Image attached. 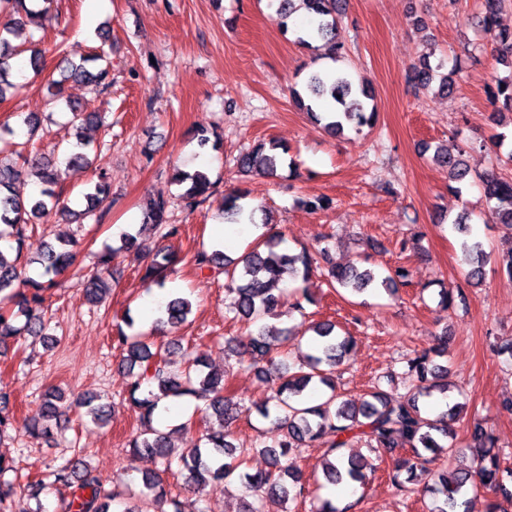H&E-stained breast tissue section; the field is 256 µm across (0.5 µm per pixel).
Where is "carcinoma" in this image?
Returning a JSON list of instances; mask_svg holds the SVG:
<instances>
[{
    "mask_svg": "<svg viewBox=\"0 0 512 512\" xmlns=\"http://www.w3.org/2000/svg\"><path fill=\"white\" fill-rule=\"evenodd\" d=\"M57 0H43V7L33 10L26 0H0V14L10 17L11 23L0 27V99L4 88L15 87L9 80L13 60L22 54L11 43L10 37L20 27L33 24L39 28ZM308 10L309 29L306 33L296 31L298 44L310 48L314 41L330 43L333 58L343 55V45L336 41L339 0H300ZM482 23L494 52L499 60L512 67V27L499 24V13L506 0H483ZM53 53L60 57L59 77L49 74L43 79L49 101L72 114L71 123L78 129L98 126L97 112H83L66 95V84L80 82L103 93L112 84L108 66H93L101 56L92 55L76 63L65 56V48L59 43ZM454 72L440 73V67L432 66L424 57L413 67L417 83L428 88L437 85L441 93L448 94L454 85ZM293 102L322 126L325 133L338 137L349 126L356 130L373 126L376 112L369 107L373 100L371 86L366 81L355 82L345 70L315 71L310 74L301 90H291ZM490 99L497 109L512 113V76L497 81L490 91ZM91 141L76 133L66 158L69 164L88 163ZM19 161L7 164L0 160V241L9 242L15 251L9 259L0 249V349L8 348L9 342H17L23 336L47 338L48 324L52 319L45 293L55 287V277L73 267L76 262V242L63 236L55 244L47 243L35 263L41 266V278L26 274L20 260L26 241L35 233L37 221L51 215L67 223L91 217L111 195L110 185L104 175L84 193L86 207L75 210L68 204L61 185V173L57 158L51 154L30 150L17 152ZM433 158L448 167L449 178L460 181L468 175L462 155L452 156L446 151H434ZM235 166L245 175L274 177L280 164L276 146L269 148L259 144L240 152L234 158ZM34 170L43 185L40 194L23 199L15 194V184L26 169ZM482 184L488 207V219L496 224L512 228V180L494 171L476 174ZM174 180L185 186L182 197L189 201L208 192L211 182L201 171L190 173L178 169ZM249 192H236L224 196L222 213L226 224L255 223L257 207L248 201ZM170 201L163 197L149 199L147 217L151 226L163 231V236L174 237L179 233L176 224L169 223ZM455 232L471 237V242H462L461 248L469 258L470 270L466 283L479 284L484 279V264L487 253L483 244L472 238L470 216L462 214L452 222ZM282 235L270 234L228 267L224 251L202 250L193 256L196 269L224 270V288L229 303L227 314L241 318L251 324L261 322L249 338L246 350L250 357L249 368L262 374L264 382L270 384V394L259 407L264 417H274L281 433L269 444L255 442L244 446L237 442L232 429L248 411L245 405L232 402L229 376L221 370H205V353L194 351L176 365L169 359L174 340L160 344L153 336L133 331L134 322L126 316L124 324L115 325L112 342L122 354V366L130 377L127 404L138 417L140 427L130 435L127 442L129 454L134 457H152L163 471L172 468L171 435L154 426V415L159 404L167 399L194 397L204 401L202 421L208 422L200 442L183 450L179 456L180 471L186 473L188 483L199 488L204 484L222 481L237 476L244 489L245 504L241 512H261V500L296 502L306 501L310 496L309 478L297 459L289 456L314 442L324 448L322 474L329 484L364 485L374 474L375 467L360 454H344L342 449L351 447L355 441L365 442L373 451L393 455L400 450L409 452V457L399 459L388 480L399 492H407L413 486H423V491L432 497L430 512H471L473 496L479 491L500 493L512 503V470L501 467L497 441L482 422L473 423L470 443L458 448L446 443L449 437L448 419L459 413L461 406L454 405L436 418L422 413L419 401L431 398L436 393L450 391L448 370L435 362L448 351L447 338L428 351L416 352L405 358L404 383L408 387L402 393L392 394L381 387L384 376L377 375L365 392L356 400L343 399L336 394L333 373L344 363L356 347V338L346 332H336V323L331 320L317 321L312 326V351L296 364V369L279 367L277 357L288 353L292 341L291 331L275 323H266V318L281 316L279 309L286 304L280 285L287 279L298 276L308 279L313 269L322 271L327 283L334 289L362 293L375 283L384 288L397 287V280L406 279L407 273L400 269L395 275L380 276L371 268L333 263L324 250L310 251L306 248L290 254L282 245ZM121 253L145 254L150 257L141 280L162 289L171 274L182 262L178 252L168 247L146 249L136 234L123 232L117 245L99 258L95 273L83 276L81 285L91 303H97L109 291L106 277L112 275V261ZM191 302L183 297L167 300L161 307V316L154 325L175 337L188 321ZM85 409L91 421L102 426L110 416V406L100 403L94 393H85L73 403L66 402L62 391L53 388L44 395L40 412L25 421V430L33 439L53 436L54 432L68 422L67 411L72 406ZM14 414L7 397L0 396V436L13 428ZM450 455L470 456L472 466L460 472L432 471V465L442 457ZM263 457L267 468L254 473L248 471V462L254 457ZM9 472H17L15 461L0 456V509L13 492L14 482L4 480ZM52 484L68 490L63 499V512H148L145 504L155 505L160 512H186L180 496L166 490L161 474L145 473L141 477L142 488L139 502L129 500L123 491L106 488L107 481L90 469L83 460H69L49 472Z\"/></svg>",
    "mask_w": 512,
    "mask_h": 512,
    "instance_id": "cac0c4a2",
    "label": "carcinoma"
}]
</instances>
